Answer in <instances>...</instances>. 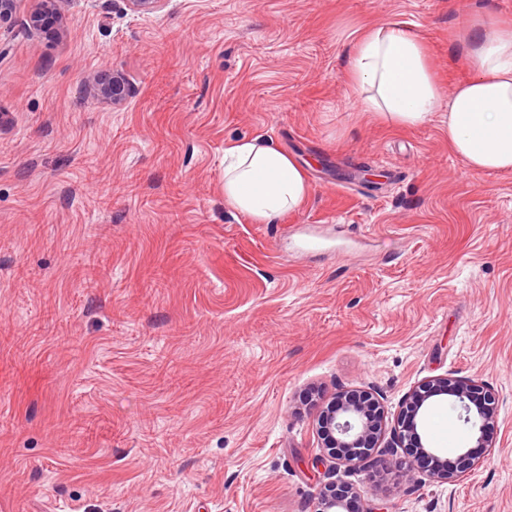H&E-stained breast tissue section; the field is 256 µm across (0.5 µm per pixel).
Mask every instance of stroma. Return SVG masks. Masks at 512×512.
Listing matches in <instances>:
<instances>
[{"label": "stroma", "mask_w": 512, "mask_h": 512, "mask_svg": "<svg viewBox=\"0 0 512 512\" xmlns=\"http://www.w3.org/2000/svg\"><path fill=\"white\" fill-rule=\"evenodd\" d=\"M35 6L0 30V512H312L318 409L372 385L394 414L444 375L499 399L488 448L447 397L425 413L474 471L338 477L382 512H512V171L388 128L343 73L395 21L449 93L456 32L512 0H73L58 38ZM112 68L119 106L81 90ZM241 137L308 175L277 223L224 203Z\"/></svg>", "instance_id": "1"}]
</instances>
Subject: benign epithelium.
<instances>
[{
  "instance_id": "benign-epithelium-1",
  "label": "benign epithelium",
  "mask_w": 512,
  "mask_h": 512,
  "mask_svg": "<svg viewBox=\"0 0 512 512\" xmlns=\"http://www.w3.org/2000/svg\"><path fill=\"white\" fill-rule=\"evenodd\" d=\"M162 0H126L130 11L139 14L158 10ZM72 0H39V7L29 16L32 31L45 29L44 20L63 21ZM97 98L120 105L131 95V88L121 72L112 69L94 74L82 87ZM448 396L460 410L463 421L477 430L475 447H489L487 430L494 423L498 404L487 387L470 378L445 376L429 379L415 386L402 402L393 425H388V411L382 394L373 387H361L339 393L316 415L317 435L322 454L315 460L323 469V482L313 512H375L357 508L354 487L335 480L337 470L346 464L365 468H396L409 481H457L478 465L479 457L462 448L453 461L431 447L423 436L422 420L430 399ZM411 453L406 462L397 457V449Z\"/></svg>"
}]
</instances>
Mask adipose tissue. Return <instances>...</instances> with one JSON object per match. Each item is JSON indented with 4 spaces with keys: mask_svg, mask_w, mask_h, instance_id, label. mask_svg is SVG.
Listing matches in <instances>:
<instances>
[{
    "mask_svg": "<svg viewBox=\"0 0 512 512\" xmlns=\"http://www.w3.org/2000/svg\"><path fill=\"white\" fill-rule=\"evenodd\" d=\"M456 37L469 76L442 97L423 40L404 24L387 23L356 38L345 77L365 92L367 111L394 127L436 120L448 148L482 173L512 171V21L485 11ZM310 184L294 158L257 139L224 150V202L258 224H274L307 199Z\"/></svg>",
    "mask_w": 512,
    "mask_h": 512,
    "instance_id": "ef3b65f1",
    "label": "adipose tissue"
}]
</instances>
